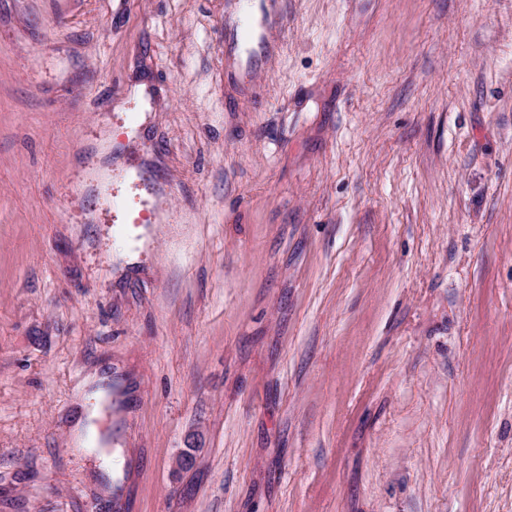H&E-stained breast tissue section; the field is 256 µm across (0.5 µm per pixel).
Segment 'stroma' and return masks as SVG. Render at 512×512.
<instances>
[{
	"label": "stroma",
	"instance_id": "stroma-1",
	"mask_svg": "<svg viewBox=\"0 0 512 512\" xmlns=\"http://www.w3.org/2000/svg\"><path fill=\"white\" fill-rule=\"evenodd\" d=\"M288 2L0 0V512H512V0ZM239 2H252L248 14L242 16ZM288 0H256L227 2L224 11V56L233 69L231 81L252 84L267 62L282 49V40L272 36L288 30Z\"/></svg>",
	"mask_w": 512,
	"mask_h": 512
}]
</instances>
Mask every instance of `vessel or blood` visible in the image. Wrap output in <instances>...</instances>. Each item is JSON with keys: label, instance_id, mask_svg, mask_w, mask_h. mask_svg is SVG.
Returning <instances> with one entry per match:
<instances>
[{"label": "vessel or blood", "instance_id": "vessel-or-blood-1", "mask_svg": "<svg viewBox=\"0 0 512 512\" xmlns=\"http://www.w3.org/2000/svg\"><path fill=\"white\" fill-rule=\"evenodd\" d=\"M288 0H253L242 11L228 0L224 12V56L232 64L227 77L253 83L257 74L282 48L280 35L288 28Z\"/></svg>", "mask_w": 512, "mask_h": 512}]
</instances>
